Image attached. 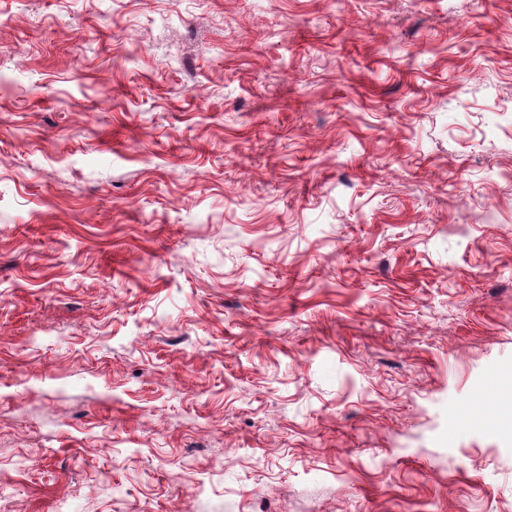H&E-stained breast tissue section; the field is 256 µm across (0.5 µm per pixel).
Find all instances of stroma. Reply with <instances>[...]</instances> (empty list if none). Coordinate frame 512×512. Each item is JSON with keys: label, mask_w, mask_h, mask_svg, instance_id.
Instances as JSON below:
<instances>
[{"label": "stroma", "mask_w": 512, "mask_h": 512, "mask_svg": "<svg viewBox=\"0 0 512 512\" xmlns=\"http://www.w3.org/2000/svg\"><path fill=\"white\" fill-rule=\"evenodd\" d=\"M0 512H512V0H0Z\"/></svg>", "instance_id": "35a3bbf8"}]
</instances>
